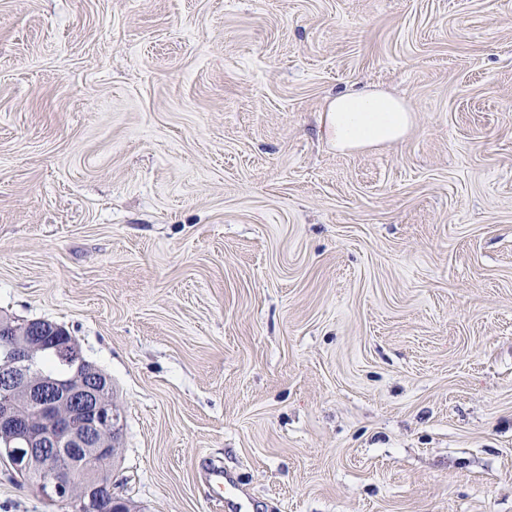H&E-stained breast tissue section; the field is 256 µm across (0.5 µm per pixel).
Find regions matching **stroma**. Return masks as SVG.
I'll return each instance as SVG.
<instances>
[{"mask_svg": "<svg viewBox=\"0 0 512 512\" xmlns=\"http://www.w3.org/2000/svg\"><path fill=\"white\" fill-rule=\"evenodd\" d=\"M376 88L400 141L328 142ZM64 327L133 512H512V0H0V317ZM0 512H62L0 458ZM325 112V135L341 152L399 141L412 121L401 99L379 90L338 94ZM210 479L215 485L224 487V507L232 504L235 512H249L250 500L238 494V487L227 471L221 467L214 468Z\"/></svg>", "mask_w": 512, "mask_h": 512, "instance_id": "35a3bbf8", "label": "stroma"}]
</instances>
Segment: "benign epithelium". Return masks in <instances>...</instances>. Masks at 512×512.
I'll list each match as a JSON object with an SVG mask.
<instances>
[{
  "label": "benign epithelium",
  "instance_id": "benign-epithelium-1",
  "mask_svg": "<svg viewBox=\"0 0 512 512\" xmlns=\"http://www.w3.org/2000/svg\"><path fill=\"white\" fill-rule=\"evenodd\" d=\"M65 368L37 369L45 351ZM111 378L84 359L63 328L44 320L20 327L0 318V453L15 472L34 479L38 493L78 512H130L112 491L121 412Z\"/></svg>",
  "mask_w": 512,
  "mask_h": 512
}]
</instances>
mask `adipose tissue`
<instances>
[{"instance_id": "ef3b65f1", "label": "adipose tissue", "mask_w": 512, "mask_h": 512, "mask_svg": "<svg viewBox=\"0 0 512 512\" xmlns=\"http://www.w3.org/2000/svg\"><path fill=\"white\" fill-rule=\"evenodd\" d=\"M412 115L399 98L379 90L336 95L324 115V131L338 151L345 152L402 139Z\"/></svg>"}]
</instances>
